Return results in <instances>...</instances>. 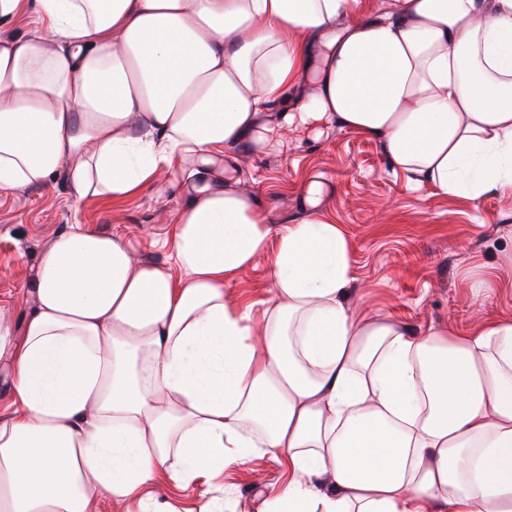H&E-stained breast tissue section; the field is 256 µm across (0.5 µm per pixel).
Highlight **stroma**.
Segmentation results:
<instances>
[{"label": "stroma", "instance_id": "1", "mask_svg": "<svg viewBox=\"0 0 512 512\" xmlns=\"http://www.w3.org/2000/svg\"><path fill=\"white\" fill-rule=\"evenodd\" d=\"M276 224H296L309 212L310 183L324 189L322 207L350 240L352 307L368 305L397 317L406 328L451 326L468 332L487 313L512 317V191L478 201L414 187L389 163L383 144L361 132L326 124L319 132L261 156L244 155L238 174ZM165 174L138 195L111 201H74L64 176L24 192L0 189V305L16 322L31 309L32 270L47 244L72 224H86L129 241L136 257L166 262L167 217L178 201L164 189ZM270 256L261 257L225 292L244 304L273 298ZM484 292L468 288L473 276ZM285 479L282 463L255 455L225 469L210 493L170 488L172 512H200L208 497L227 494L236 512H257Z\"/></svg>", "mask_w": 512, "mask_h": 512}]
</instances>
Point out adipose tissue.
Segmentation results:
<instances>
[{"instance_id":"obj_1","label":"adipose tissue","mask_w":512,"mask_h":512,"mask_svg":"<svg viewBox=\"0 0 512 512\" xmlns=\"http://www.w3.org/2000/svg\"><path fill=\"white\" fill-rule=\"evenodd\" d=\"M32 0L0 43V189L67 177L122 199L166 170L171 263L73 224L41 252L22 327L0 311V512H94L108 493L288 465L260 512H512V317L414 332L347 302L341 227H273L231 147L320 122L380 140L410 183L512 188V0ZM287 99L293 111L265 106ZM271 254L253 324L224 294ZM18 16L15 20L0 26V41H10L12 39L29 35L34 30L32 17L30 16L27 8V0H19Z\"/></svg>"}]
</instances>
